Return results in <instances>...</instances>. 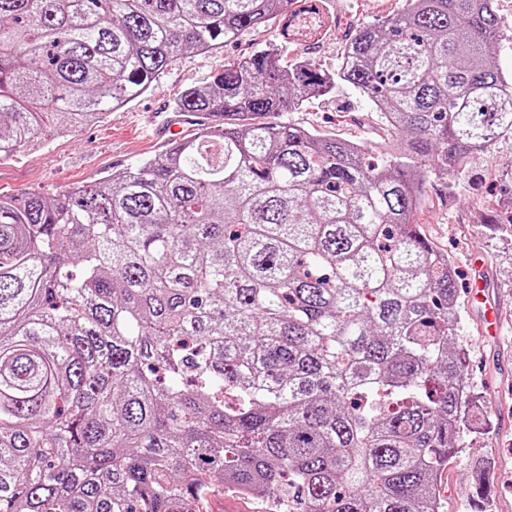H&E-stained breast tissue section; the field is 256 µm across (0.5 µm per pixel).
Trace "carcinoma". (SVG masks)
Here are the masks:
<instances>
[{
    "label": "carcinoma",
    "mask_w": 512,
    "mask_h": 512,
    "mask_svg": "<svg viewBox=\"0 0 512 512\" xmlns=\"http://www.w3.org/2000/svg\"><path fill=\"white\" fill-rule=\"evenodd\" d=\"M299 0H0V156L101 122ZM494 0H404L336 70L276 40L175 94L196 132L112 177L0 193V512H443L470 427L431 177L512 132ZM347 86L376 161L275 115ZM207 512H267V504L262 499L224 490V495L209 500Z\"/></svg>",
    "instance_id": "cac0c4a2"
}]
</instances>
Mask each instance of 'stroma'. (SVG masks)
<instances>
[{
	"instance_id": "35a3bbf8",
	"label": "stroma",
	"mask_w": 512,
	"mask_h": 512,
	"mask_svg": "<svg viewBox=\"0 0 512 512\" xmlns=\"http://www.w3.org/2000/svg\"><path fill=\"white\" fill-rule=\"evenodd\" d=\"M323 5L326 34L313 43L291 45L288 55L333 70L359 28L399 13L404 0H323ZM277 34L271 25L245 33L220 52L184 55L145 94L102 122L0 160V192L58 195L162 153L171 143L170 125H177L182 137L195 130L193 117L173 112L176 92L206 80L225 60L247 55ZM281 119L360 143L374 156L388 144L376 107L348 87L331 98H309ZM416 221L433 246L448 255L459 289L480 284L486 303L503 315L501 335L485 338V303L461 306L469 408L479 422L461 435L462 451L449 458L444 470L445 512H512V232L503 229L512 222V133L473 155L464 171L430 179Z\"/></svg>"
}]
</instances>
